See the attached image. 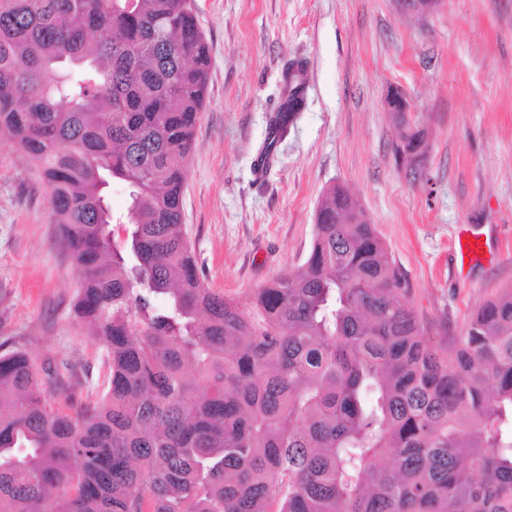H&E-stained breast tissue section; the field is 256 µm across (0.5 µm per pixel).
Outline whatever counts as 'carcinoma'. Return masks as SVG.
<instances>
[{"instance_id":"obj_1","label":"carcinoma","mask_w":512,"mask_h":512,"mask_svg":"<svg viewBox=\"0 0 512 512\" xmlns=\"http://www.w3.org/2000/svg\"><path fill=\"white\" fill-rule=\"evenodd\" d=\"M210 65L194 0H0V136L47 185L107 367L71 415L42 394L55 371L0 351V512H512L511 288L433 337L336 185L299 269L243 298L205 286L182 193ZM304 83L286 71L257 169ZM395 118V155L425 161Z\"/></svg>"}]
</instances>
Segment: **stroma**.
I'll return each mask as SVG.
<instances>
[{"instance_id":"35a3bbf8","label":"stroma","mask_w":512,"mask_h":512,"mask_svg":"<svg viewBox=\"0 0 512 512\" xmlns=\"http://www.w3.org/2000/svg\"><path fill=\"white\" fill-rule=\"evenodd\" d=\"M211 58L182 198L205 282L242 297L301 265L327 188L347 189L402 270L406 303L439 336L512 288V0H439L426 16L396 0H195ZM306 71L305 107L265 174L256 160L289 66ZM410 98L427 133L420 177L394 154L383 107ZM483 258L461 263L459 238ZM79 269L48 191L0 140V346L57 371V405L102 387L101 352L72 315Z\"/></svg>"}]
</instances>
